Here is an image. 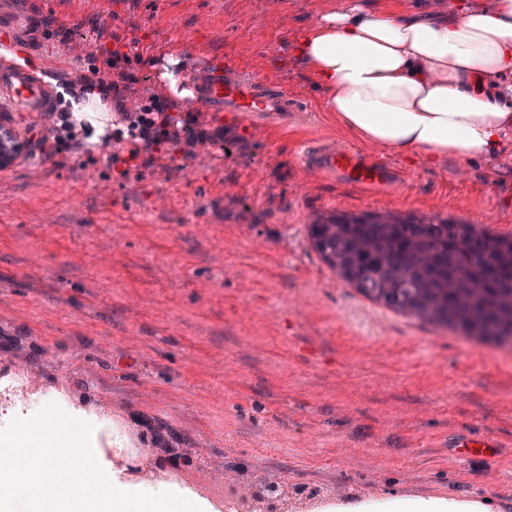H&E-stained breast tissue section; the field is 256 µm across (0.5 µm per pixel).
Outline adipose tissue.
Segmentation results:
<instances>
[{"label": "adipose tissue", "mask_w": 512, "mask_h": 512, "mask_svg": "<svg viewBox=\"0 0 512 512\" xmlns=\"http://www.w3.org/2000/svg\"><path fill=\"white\" fill-rule=\"evenodd\" d=\"M328 112L361 141L432 160L491 159L512 136V0L435 21L345 0L294 42ZM320 512H503L492 497L390 494Z\"/></svg>", "instance_id": "adipose-tissue-1"}]
</instances>
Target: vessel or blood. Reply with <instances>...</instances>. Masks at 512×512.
<instances>
[{"label": "vessel or blood", "mask_w": 512, "mask_h": 512, "mask_svg": "<svg viewBox=\"0 0 512 512\" xmlns=\"http://www.w3.org/2000/svg\"><path fill=\"white\" fill-rule=\"evenodd\" d=\"M191 81L201 106L242 118L256 113L280 116L309 109L294 89L259 79L231 60L197 70ZM0 97L36 120L44 119L54 110V92L44 77L6 60H0ZM301 162L318 175L361 189H381L396 179L390 168L370 163L355 150L327 140L305 144Z\"/></svg>", "instance_id": "b4317fda"}]
</instances>
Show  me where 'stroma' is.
I'll return each instance as SVG.
<instances>
[{
	"mask_svg": "<svg viewBox=\"0 0 512 512\" xmlns=\"http://www.w3.org/2000/svg\"><path fill=\"white\" fill-rule=\"evenodd\" d=\"M343 0H0V53L49 81L56 110L102 48L134 45L122 103L164 95L153 62L185 73L233 58L312 104L300 129L200 105L223 145L151 152L128 171L82 155L0 168V363L99 402L232 465L343 497L486 494L512 505V351L475 345L346 286L312 249L322 214L388 211L512 233V139L498 159L430 162L366 144L327 112L293 41ZM471 0H364L445 18ZM333 138L403 178L366 195L311 174L304 140ZM494 447L457 454L453 444Z\"/></svg>",
	"mask_w": 512,
	"mask_h": 512,
	"instance_id": "stroma-1",
	"label": "stroma"
}]
</instances>
